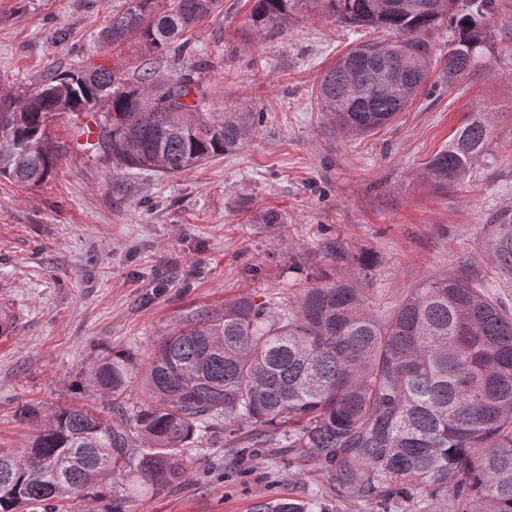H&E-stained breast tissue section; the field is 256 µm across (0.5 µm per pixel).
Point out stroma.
Masks as SVG:
<instances>
[{
	"instance_id": "stroma-1",
	"label": "stroma",
	"mask_w": 512,
	"mask_h": 512,
	"mask_svg": "<svg viewBox=\"0 0 512 512\" xmlns=\"http://www.w3.org/2000/svg\"><path fill=\"white\" fill-rule=\"evenodd\" d=\"M124 0H0V95L24 96L53 70L104 65L133 76L179 71L133 39L103 41ZM254 0H223L188 35L212 110L262 113L244 148L178 173L113 166L69 151L27 189L0 177V450L25 447L63 406L112 418V402L83 388L90 364L125 351L146 369L157 343L198 314L246 298L296 305L304 289L353 280L385 318L412 288L441 274L486 287L512 312V0L485 21L478 64L453 83L433 69L430 91L366 134H339L316 99L319 81L381 28L349 27L310 4L279 32H256ZM475 112L490 127L486 153L463 184L436 187L432 156ZM280 221H266L269 212ZM340 244L344 259L329 246ZM370 255L371 268L358 263ZM36 419L17 414L21 404ZM191 479L159 489L115 480L75 512H252L260 501L318 499L323 512H368L335 485L310 449L264 448L217 433L193 454Z\"/></svg>"
}]
</instances>
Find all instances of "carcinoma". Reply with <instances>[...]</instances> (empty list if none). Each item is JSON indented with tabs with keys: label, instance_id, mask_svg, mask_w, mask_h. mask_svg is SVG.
Wrapping results in <instances>:
<instances>
[{
	"label": "carcinoma",
	"instance_id": "1",
	"mask_svg": "<svg viewBox=\"0 0 512 512\" xmlns=\"http://www.w3.org/2000/svg\"><path fill=\"white\" fill-rule=\"evenodd\" d=\"M337 22L384 28L389 41L357 44L326 71L317 89L339 131L368 134L406 110L433 64L428 35L443 22L455 38L441 68L453 81L480 60L483 20L499 0H255L252 26L282 29L307 2ZM126 0L103 32L131 37L150 54L182 56L178 42L219 0ZM198 62L164 77L146 68L134 81L115 68L49 73L21 99L0 98V176L32 188L68 148L49 121L90 114L97 128L84 149L132 168L180 172L250 142L254 112H212L193 77ZM472 116L426 164L440 187L463 181L489 145ZM137 367L112 351L88 369L87 385L112 399L108 421L60 407L24 448L0 454V512H57V502L90 495L112 473L164 486L187 474L195 444L213 429L249 432L248 448H309L342 485L373 492L382 512L410 486L415 512H512V313L466 279L443 274L414 288L378 320L348 279L305 290L298 309L240 300L205 312L156 347L144 376L148 402L133 417L121 408ZM292 499L253 512H315Z\"/></svg>",
	"mask_w": 512,
	"mask_h": 512
}]
</instances>
